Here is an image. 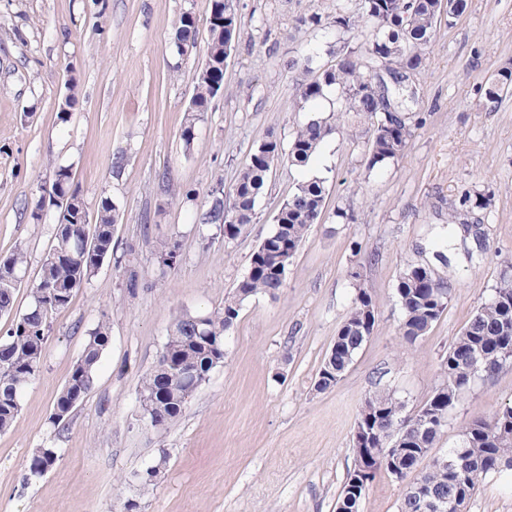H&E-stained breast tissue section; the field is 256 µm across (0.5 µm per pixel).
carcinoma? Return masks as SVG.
I'll return each instance as SVG.
<instances>
[{"label":"carcinoma","instance_id":"1","mask_svg":"<svg viewBox=\"0 0 512 512\" xmlns=\"http://www.w3.org/2000/svg\"><path fill=\"white\" fill-rule=\"evenodd\" d=\"M209 34L206 60L195 76L194 93L181 129L185 148L195 139L196 120L209 111L224 87V62L235 43L239 17L238 0H209ZM468 0H363L360 11H345L334 21L336 31L359 42L351 48L340 44L330 51L335 63L322 69L311 67L313 57L302 67L300 99L317 102L330 89L336 93V111L354 115L370 125L366 154L373 169L400 158L411 137V114L419 103L411 76L420 71L428 47L441 21L460 17ZM197 19L187 10L180 15L173 42L176 48H194ZM512 93V70L497 73L485 88L488 100ZM336 132V126L312 117L283 140L271 132L251 152L229 191L210 192V207L201 223L224 231V240L239 237L256 216V206L267 176L278 163L304 167L320 145ZM52 189L71 200L57 208L55 244L42 261L31 288V302L7 335L0 338V432L8 430L21 411L26 388L40 372L51 319L69 306L77 290L85 286L105 260L114 257L113 234L118 220L115 206L102 204L96 222L85 224L86 208L73 187L69 169L54 171ZM460 208L483 209L487 198L465 192ZM326 214L324 181L298 184L281 203L275 229L252 253L248 273L224 298V307L205 313L179 314L155 368L144 377L140 402L148 424L166 429L183 413L189 398L224 363V336L239 316L242 304L259 293L274 294L283 287L288 267L306 234ZM178 243L164 240L157 245L163 265L177 262ZM26 252L15 248L0 260V315L12 312ZM396 296L402 312L399 335L407 345L425 336L447 308L449 288L430 269L408 264L400 272ZM377 307L364 285L357 293L349 315L341 325L326 356L314 387L324 392L334 387L371 336ZM110 327L100 321L87 334L83 351L58 393L51 413L53 425H64L93 389L96 371L109 343ZM512 365V260L503 261L500 284L479 307L463 331L449 346L439 371L441 381L413 413L403 414L404 404L393 394L377 391L367 396L373 412L372 446L353 441L355 463L372 458L374 475L381 473L406 483L399 512H424L417 493L421 488L431 499L454 498L465 512L477 486L487 477L512 469V405L487 419L466 424L458 446L444 456L432 449L444 432L449 414L462 395L478 379H490ZM59 462L57 449L37 448L28 477L39 478Z\"/></svg>","mask_w":512,"mask_h":512}]
</instances>
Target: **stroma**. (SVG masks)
Instances as JSON below:
<instances>
[{"label": "stroma", "mask_w": 512, "mask_h": 512, "mask_svg": "<svg viewBox=\"0 0 512 512\" xmlns=\"http://www.w3.org/2000/svg\"><path fill=\"white\" fill-rule=\"evenodd\" d=\"M240 25L224 69V88L195 127L180 132L205 60L209 0H0V258L28 254L14 313L51 251L55 209L30 216L58 167L74 174L89 218L114 203L115 259L51 323L42 368L22 397L13 427L0 433V512H336L354 467L353 431L370 393H395L415 411L440 381L439 364L497 285L512 255V95L486 100V83L512 69V0H468L453 25H441L416 79L420 104L405 153L370 169L368 126L347 118L304 167L270 173L256 219L233 241L199 217L216 187L231 188L268 131L288 137L309 118H331L335 93L300 101L297 64H330L332 23L360 0H238ZM197 18V48L179 56V16ZM318 14V26L301 17ZM79 103L60 106L69 78ZM124 154L121 171L112 161ZM179 197L161 205L159 180ZM322 179L328 217L313 225L276 294L247 300L224 339V362L168 428H150L139 401L179 313L222 308L246 275L250 256L275 229L281 201L301 182ZM489 199L469 236L453 238L447 261L436 253L448 213L465 191ZM345 209L353 219L334 218ZM175 240L180 258L162 266L157 244ZM410 263L451 284L448 307L415 345L398 335L395 286ZM360 279H353V272ZM364 284L377 306L369 340L331 389L314 382ZM110 325L94 387L64 429L50 422L53 402L81 354L89 329ZM512 404V368L476 381L453 410L433 450L456 447L461 428ZM56 448L54 470L28 479L34 449ZM150 487L137 474L159 458ZM406 486L380 475L360 512H398ZM466 512H512V471L480 483Z\"/></svg>", "instance_id": "stroma-1"}]
</instances>
